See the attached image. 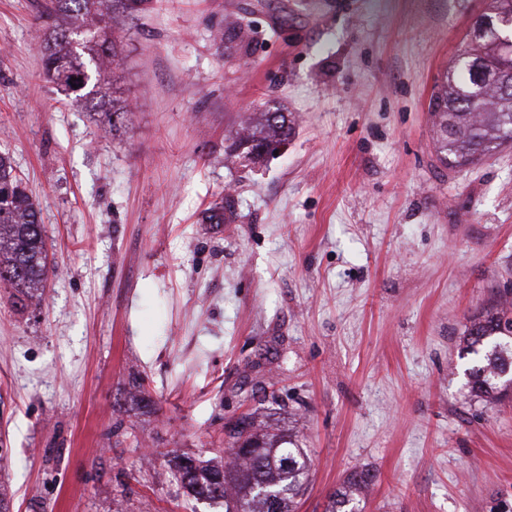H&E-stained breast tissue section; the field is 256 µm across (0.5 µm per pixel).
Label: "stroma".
Returning a JSON list of instances; mask_svg holds the SVG:
<instances>
[{
  "label": "stroma",
  "instance_id": "obj_1",
  "mask_svg": "<svg viewBox=\"0 0 512 512\" xmlns=\"http://www.w3.org/2000/svg\"><path fill=\"white\" fill-rule=\"evenodd\" d=\"M44 3L0 0V153L55 268L39 307L0 289L9 512H224L167 460L254 410L310 458L296 512L362 468L358 512H512V393L459 346L512 301V143L444 167L429 114L488 0H146L113 135L44 77ZM269 105L279 153L226 160Z\"/></svg>",
  "mask_w": 512,
  "mask_h": 512
}]
</instances>
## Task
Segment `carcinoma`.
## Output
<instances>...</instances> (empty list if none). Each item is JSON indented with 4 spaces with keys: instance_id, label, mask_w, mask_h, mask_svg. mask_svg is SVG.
Listing matches in <instances>:
<instances>
[{
    "instance_id": "carcinoma-1",
    "label": "carcinoma",
    "mask_w": 512,
    "mask_h": 512,
    "mask_svg": "<svg viewBox=\"0 0 512 512\" xmlns=\"http://www.w3.org/2000/svg\"><path fill=\"white\" fill-rule=\"evenodd\" d=\"M145 0H48L44 14L51 20L40 44L43 70L50 82L71 87L82 67L87 85L75 94L107 133L120 130L130 112L109 79L121 61L119 46L124 20ZM486 15L512 21V0H490ZM512 49V25L494 26L470 42L443 74L429 103L433 144L439 161L461 167L512 142V89L505 91L487 77L483 62L499 60ZM288 116L267 110L252 112L236 132L228 156L243 152L257 159L262 148L288 139ZM54 268L48 263L39 211L14 168L0 154V288L26 305H39ZM461 353L475 356L469 368L471 392L491 402L512 389V305L502 304L477 316L463 332ZM227 450L243 443L237 461L207 460L175 454L170 469L186 493L196 499L221 501L224 512H265L263 491L276 493L280 512H295L296 498L308 484L310 461L295 447L292 434L270 431L243 420L227 434ZM373 475L354 470L336 490L328 512H357L354 501Z\"/></svg>"
}]
</instances>
